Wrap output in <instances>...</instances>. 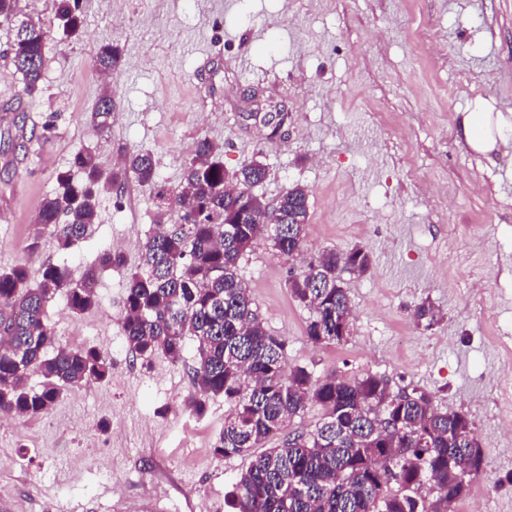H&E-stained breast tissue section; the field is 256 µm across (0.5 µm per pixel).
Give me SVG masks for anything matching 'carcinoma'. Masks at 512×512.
<instances>
[{"instance_id":"carcinoma-1","label":"carcinoma","mask_w":512,"mask_h":512,"mask_svg":"<svg viewBox=\"0 0 512 512\" xmlns=\"http://www.w3.org/2000/svg\"><path fill=\"white\" fill-rule=\"evenodd\" d=\"M19 2L0 0V22L10 26L11 61L23 91L35 98L47 65V34ZM54 2L64 33L77 35L78 0ZM120 60L118 48L102 45L95 65L110 74ZM113 111L105 92L88 120L103 131ZM129 173L155 188L158 224L145 242L141 265L128 275L121 331L146 366L159 357L180 364L186 340L194 341L193 390L182 399V409L201 416L209 398L218 396L231 407L214 454L247 455L308 404L322 410L314 429L288 434L280 445L252 456L234 484L233 512H448L466 491L461 474L483 464L467 416L437 408L431 394L415 387L395 391L378 374L316 377L288 365L287 340L267 330L238 274L240 258L260 238L281 255L300 254L309 219L304 187L294 185L279 196L275 224L253 194L266 178V166L253 160L228 185L221 147L206 137L197 139L181 182L172 188L157 181L149 152L132 153L121 170L106 173L95 155L82 150L57 174V189L42 199L41 231L28 250H39L44 233L61 252L88 238L100 194L122 185ZM173 212L179 220L165 223ZM372 262L362 247L345 254L324 250L290 272V293L310 313L311 343L346 340L351 303L342 274L363 275ZM125 264L120 251L105 249L96 268L78 273L45 263L33 283L25 262L0 271V412L18 418L43 414L64 392L111 377L107 353L58 344L46 307L63 295L72 313L89 311L97 304L100 271ZM34 375L42 377L37 388L27 385Z\"/></svg>"}]
</instances>
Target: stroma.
<instances>
[{"mask_svg": "<svg viewBox=\"0 0 512 512\" xmlns=\"http://www.w3.org/2000/svg\"><path fill=\"white\" fill-rule=\"evenodd\" d=\"M79 37L66 38L54 0L34 14L48 59L34 98L10 60L0 23V270L27 262L84 269L106 248L126 264L101 272L96 306L76 316L65 297L47 308L60 344L95 346L111 379L71 390L46 413L0 425V512H232L229 494L249 456L216 458L230 408L183 412L189 365L144 367L119 320L128 273L154 228L152 187L127 179L98 199V222L71 251L38 229L42 199L81 150L104 170L144 150L177 185L198 138L223 151L226 171L251 160L269 175L254 192L276 200L301 185L309 220L301 257L258 240L239 274L288 362L321 376L371 372L393 389L417 387L466 415L484 456L455 512H512V0H79ZM119 45L124 64L103 79L97 49ZM111 93L106 132L88 121ZM288 110L272 138L246 112ZM494 119L493 149L463 135L476 106ZM55 134L41 139L44 123ZM361 246L364 275H345L351 331L312 344L309 313L287 280L301 258ZM432 306L433 326L418 322Z\"/></svg>", "mask_w": 512, "mask_h": 512, "instance_id": "1", "label": "stroma"}]
</instances>
